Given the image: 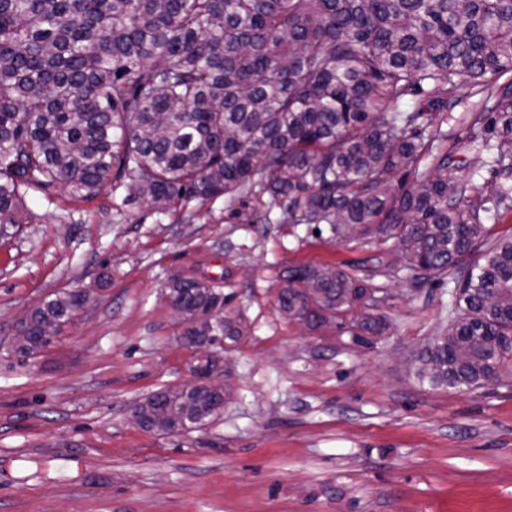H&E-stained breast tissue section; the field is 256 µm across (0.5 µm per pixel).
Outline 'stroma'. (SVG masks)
<instances>
[{
  "label": "stroma",
  "instance_id": "obj_1",
  "mask_svg": "<svg viewBox=\"0 0 512 512\" xmlns=\"http://www.w3.org/2000/svg\"><path fill=\"white\" fill-rule=\"evenodd\" d=\"M453 99L434 148L482 158L474 183L495 199L512 173L493 172V147L512 129L496 123L483 149L482 95ZM24 208L0 239V512H512V377L453 390L414 374L448 328L455 270L413 284L393 242L289 223L256 185L165 214L109 185L89 201L31 190ZM308 264L381 286L387 333L364 345L286 319L281 275ZM177 277L223 293L245 333L218 359L221 416L148 432L134 408L199 358L166 299ZM62 293L85 302L19 355L22 322Z\"/></svg>",
  "mask_w": 512,
  "mask_h": 512
}]
</instances>
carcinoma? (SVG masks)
<instances>
[{"mask_svg": "<svg viewBox=\"0 0 512 512\" xmlns=\"http://www.w3.org/2000/svg\"><path fill=\"white\" fill-rule=\"evenodd\" d=\"M508 72L512 0H0V238L24 223L31 188L88 200L110 181L167 212L257 176L290 222L394 241L415 282L457 269L455 318L417 376L478 388L512 368V236L489 240L470 166L433 153L441 130L425 132L462 84L492 102L474 124L489 132L496 113L512 126V83L496 97L483 83ZM282 279L280 312L313 330L358 308L359 339L388 327L378 287L343 269ZM168 297L224 302L188 279ZM78 306L66 293L34 308L17 351L45 347L44 326ZM243 333L224 314L226 340ZM188 399L157 393L143 428L183 429Z\"/></svg>", "mask_w": 512, "mask_h": 512, "instance_id": "1", "label": "carcinoma"}]
</instances>
